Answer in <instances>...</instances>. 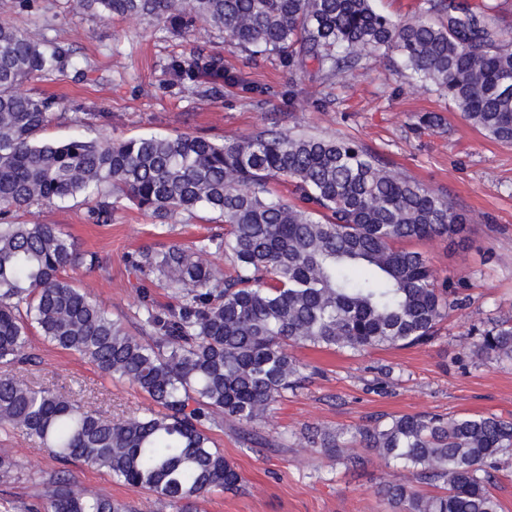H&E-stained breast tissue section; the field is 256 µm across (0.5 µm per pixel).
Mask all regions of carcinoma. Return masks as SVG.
<instances>
[{
    "mask_svg": "<svg viewBox=\"0 0 512 512\" xmlns=\"http://www.w3.org/2000/svg\"><path fill=\"white\" fill-rule=\"evenodd\" d=\"M68 3L96 18L157 21L177 37L223 32L254 54L279 57L297 78L312 62L329 81L393 48L411 79L436 87L472 128L512 145V38L489 25L485 0H426L400 22L373 0ZM169 70L192 82L222 76L220 60L200 53L171 60ZM69 72L87 77L69 45L0 20V365L32 361L35 330L108 379L134 385L151 405L107 420L23 374H1V432L35 438L62 461L105 468L162 507L190 512L213 489L239 486L241 473L211 431L227 423L261 440L257 424L304 379L290 349L424 345L465 304L461 283L438 281L427 255L405 247L464 241L465 214L364 146L274 129L221 142L187 132L43 140L62 117L60 101L22 86ZM273 183L292 186L293 198ZM116 192L162 224L198 210L224 224L190 246L131 257L142 281L135 333L67 275L97 266L98 254L80 251L56 224L13 221L33 206L81 198L89 222L110 224ZM150 288L165 289L175 305L156 308ZM475 336L483 363L512 365L511 320ZM306 439L354 469L368 463L360 447L404 471L379 488L391 512H501L491 486L501 457L512 454V417L400 415L348 434L311 427ZM43 496L49 512H135L63 475L45 483Z\"/></svg>",
    "mask_w": 512,
    "mask_h": 512,
    "instance_id": "obj_1",
    "label": "carcinoma"
}]
</instances>
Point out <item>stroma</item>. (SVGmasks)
Segmentation results:
<instances>
[{
  "label": "stroma",
  "mask_w": 512,
  "mask_h": 512,
  "mask_svg": "<svg viewBox=\"0 0 512 512\" xmlns=\"http://www.w3.org/2000/svg\"><path fill=\"white\" fill-rule=\"evenodd\" d=\"M0 20L33 38L67 43L77 60L92 66L81 84L68 77L37 83V90L61 99L63 111L91 115L82 128L56 121L43 131V139L83 134L120 140L187 131L219 141L271 127L337 136L375 152L390 168L447 196L468 216L466 243L433 240L421 246L437 278L467 277L466 306L451 312L424 346L355 355L295 349L313 373L259 424L266 445L245 440L231 426L212 431L243 484L234 492H210L197 503V512H389L378 490L393 475L392 465L374 455L365 468L348 469L308 446L305 428L350 431L382 416L404 414L512 415V367L482 365L473 354L476 328L512 318V145L473 129L433 87L412 83L397 51L387 50L323 83L311 76L295 80L278 57H253L220 35L199 41L171 36L137 18L99 22L71 11L67 0H36L27 13L17 12L13 0H0ZM195 51L220 59L227 80L183 81L168 72L171 58ZM427 113L440 116L441 126L420 125ZM116 207L110 224L87 223L86 206L79 200L34 206L19 219L59 225L80 250L97 253L102 267L78 269L74 281L134 329L141 315L140 278L129 255L171 241L188 245L222 227L205 212L162 226L124 198H117ZM32 345L34 385L53 387L106 418L131 416L146 404L135 386L109 381L77 355L38 337ZM0 454L20 463L11 476L0 477V512H37L42 481L61 470L91 493L129 502L137 512H159L151 492L118 484L104 469L61 463L25 434L0 433Z\"/></svg>",
  "instance_id": "stroma-1"
}]
</instances>
